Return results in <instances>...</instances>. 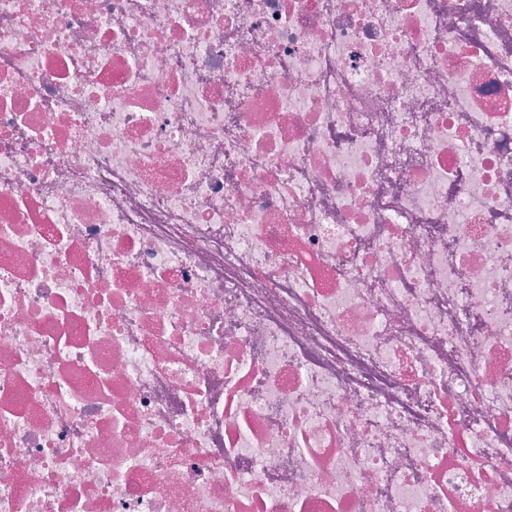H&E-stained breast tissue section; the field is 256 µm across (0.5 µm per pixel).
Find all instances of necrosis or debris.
<instances>
[{"label": "necrosis or debris", "instance_id": "obj_1", "mask_svg": "<svg viewBox=\"0 0 512 512\" xmlns=\"http://www.w3.org/2000/svg\"><path fill=\"white\" fill-rule=\"evenodd\" d=\"M0 512H512V0H0Z\"/></svg>", "mask_w": 512, "mask_h": 512}]
</instances>
